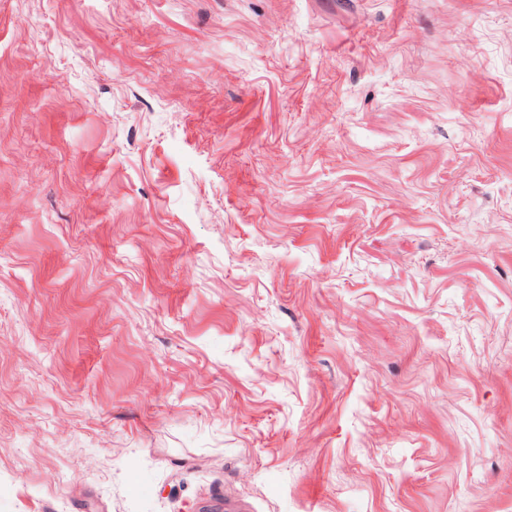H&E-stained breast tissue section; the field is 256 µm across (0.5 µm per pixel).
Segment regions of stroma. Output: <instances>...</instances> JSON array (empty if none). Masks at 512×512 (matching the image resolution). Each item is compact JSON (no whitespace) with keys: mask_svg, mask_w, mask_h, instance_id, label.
<instances>
[{"mask_svg":"<svg viewBox=\"0 0 512 512\" xmlns=\"http://www.w3.org/2000/svg\"><path fill=\"white\" fill-rule=\"evenodd\" d=\"M512 512V0H0V512Z\"/></svg>","mask_w":512,"mask_h":512,"instance_id":"obj_1","label":"stroma"}]
</instances>
